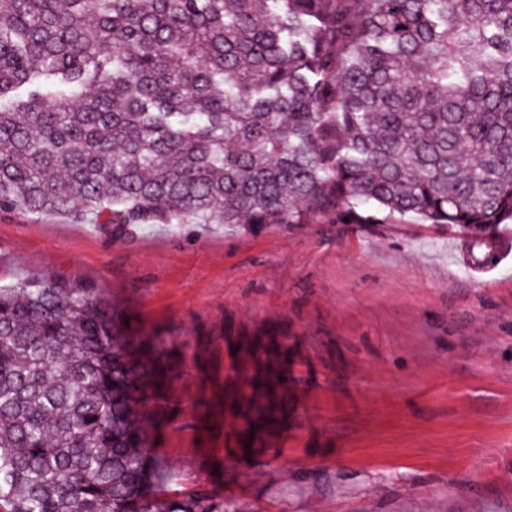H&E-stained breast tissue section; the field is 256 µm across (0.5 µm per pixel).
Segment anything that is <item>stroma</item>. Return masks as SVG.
<instances>
[{"mask_svg":"<svg viewBox=\"0 0 512 512\" xmlns=\"http://www.w3.org/2000/svg\"><path fill=\"white\" fill-rule=\"evenodd\" d=\"M90 281L149 330L206 353L282 331L300 377L281 436L217 468L220 439L168 429L178 497L228 512H512V224L474 239L383 224H157L127 234L0 209V285Z\"/></svg>","mask_w":512,"mask_h":512,"instance_id":"obj_1","label":"stroma"}]
</instances>
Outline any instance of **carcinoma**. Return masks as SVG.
Here are the masks:
<instances>
[{
    "instance_id": "cac0c4a2",
    "label": "carcinoma",
    "mask_w": 512,
    "mask_h": 512,
    "mask_svg": "<svg viewBox=\"0 0 512 512\" xmlns=\"http://www.w3.org/2000/svg\"><path fill=\"white\" fill-rule=\"evenodd\" d=\"M0 209L260 227L512 220V0H0ZM234 340L224 422L185 343L89 282L0 286V512H226L159 453L177 424L248 464L288 349Z\"/></svg>"
}]
</instances>
